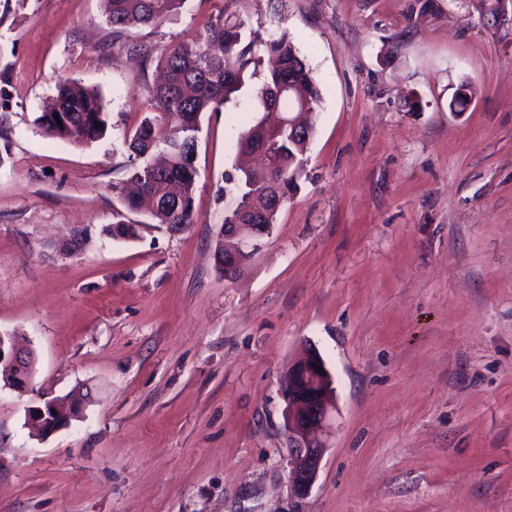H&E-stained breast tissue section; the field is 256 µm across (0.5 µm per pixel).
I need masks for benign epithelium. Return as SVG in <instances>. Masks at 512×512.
<instances>
[{
    "mask_svg": "<svg viewBox=\"0 0 512 512\" xmlns=\"http://www.w3.org/2000/svg\"><path fill=\"white\" fill-rule=\"evenodd\" d=\"M304 114L303 110L275 114V132L286 130L288 136L296 139L304 136ZM279 209L280 204L276 203L268 210L258 211L260 224L224 225V239L234 242L232 248L224 250V279H237L248 259L260 252L272 228L268 221L277 216ZM33 373L34 361L29 353L19 348L13 337L0 334V380L18 392H25ZM281 391L290 440L288 478L295 498L301 500L311 493L321 467L327 428L336 412L335 390L323 359L317 352L309 351L288 369ZM75 418L77 415L63 410L57 399L27 410V424L42 436L69 426Z\"/></svg>",
    "mask_w": 512,
    "mask_h": 512,
    "instance_id": "obj_1",
    "label": "benign epithelium"
}]
</instances>
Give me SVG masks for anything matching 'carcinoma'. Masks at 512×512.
<instances>
[{
	"label": "carcinoma",
	"instance_id": "cac0c4a2",
	"mask_svg": "<svg viewBox=\"0 0 512 512\" xmlns=\"http://www.w3.org/2000/svg\"><path fill=\"white\" fill-rule=\"evenodd\" d=\"M106 23L112 42L125 41L136 28L152 25L163 17L179 14L183 0H106ZM131 49L146 59H154L165 73V80L150 90L151 100L159 111L156 119L144 120L127 136L131 151L130 180L138 191L125 196L126 207L142 212L157 224L194 223V194L197 170V133L200 127L190 124L206 112H219L244 85L264 67L265 59L274 66L257 91L260 116L243 131L264 123L272 111L289 112L299 104L313 112L321 101L317 81L292 43L283 32L262 40L253 35L243 19L229 20L223 14L212 15L197 36L161 52L133 44ZM58 115L70 116L73 123L60 126L54 115L43 113L39 120L52 136L76 144L101 138L107 127L104 105L99 95L70 79L57 83ZM277 176L285 192L298 188L305 171L307 141L278 138ZM236 194V205L227 210L222 223L231 224L239 209H252L266 197L269 174L240 170L228 177ZM140 225L118 221L112 236L134 240Z\"/></svg>",
	"mask_w": 512,
	"mask_h": 512
}]
</instances>
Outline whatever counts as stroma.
Segmentation results:
<instances>
[{
	"instance_id": "stroma-1",
	"label": "stroma",
	"mask_w": 512,
	"mask_h": 512,
	"mask_svg": "<svg viewBox=\"0 0 512 512\" xmlns=\"http://www.w3.org/2000/svg\"><path fill=\"white\" fill-rule=\"evenodd\" d=\"M218 12L288 33L321 93L299 186L231 282L214 252L255 84L203 115L173 234L117 191L154 64L103 0H0V333L36 361L28 392L0 385V512H512V0H185L129 43ZM61 78L100 93L102 138L43 131ZM120 214L137 239L112 238ZM310 348L336 411L299 501L280 380ZM81 386L80 418L34 436L28 408Z\"/></svg>"
}]
</instances>
